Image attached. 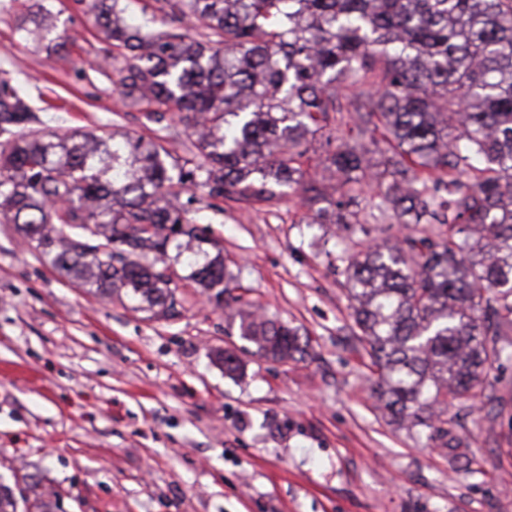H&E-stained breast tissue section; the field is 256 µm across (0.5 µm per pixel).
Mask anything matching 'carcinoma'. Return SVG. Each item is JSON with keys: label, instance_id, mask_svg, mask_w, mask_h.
I'll return each instance as SVG.
<instances>
[{"label": "carcinoma", "instance_id": "cac0c4a2", "mask_svg": "<svg viewBox=\"0 0 512 512\" xmlns=\"http://www.w3.org/2000/svg\"><path fill=\"white\" fill-rule=\"evenodd\" d=\"M76 3L123 95L183 115L197 153L38 128L27 89L1 76L0 220L58 274L166 320L184 308L163 273L174 263L216 306L241 300L198 228L226 200L263 209L287 189L310 224H409L347 256L346 288L385 414L447 435L448 406L483 393L487 344L512 331V0H156L161 18L140 25L122 0ZM28 14L27 44L66 47L51 11ZM187 15L204 38L182 31ZM338 124L348 137L335 146ZM380 139L375 162L366 143ZM235 316L257 352L308 354L299 328ZM218 360L242 370L232 351Z\"/></svg>", "mask_w": 512, "mask_h": 512}]
</instances>
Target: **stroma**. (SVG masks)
<instances>
[{"label": "stroma", "mask_w": 512, "mask_h": 512, "mask_svg": "<svg viewBox=\"0 0 512 512\" xmlns=\"http://www.w3.org/2000/svg\"><path fill=\"white\" fill-rule=\"evenodd\" d=\"M32 2L0 0V70L50 103L44 128L157 138L184 157L185 122H153L99 71L76 0H46L64 51L24 45ZM306 218L287 195L262 211L224 203L208 226L244 301L309 334V356L287 363L193 283L178 319L155 320L62 278L0 223V483L37 484L55 512H512V335L489 347L492 403L449 408L446 439L389 424L344 258L408 228L338 237ZM224 349L241 375L217 363Z\"/></svg>", "instance_id": "obj_1"}]
</instances>
